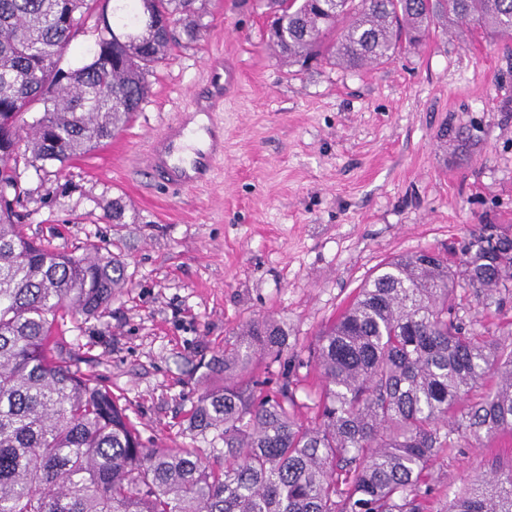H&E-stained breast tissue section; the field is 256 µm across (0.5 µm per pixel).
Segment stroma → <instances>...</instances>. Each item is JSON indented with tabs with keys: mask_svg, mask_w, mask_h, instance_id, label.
<instances>
[{
	"mask_svg": "<svg viewBox=\"0 0 512 512\" xmlns=\"http://www.w3.org/2000/svg\"><path fill=\"white\" fill-rule=\"evenodd\" d=\"M268 11L267 0H209L200 40L149 75L124 131L64 169L24 175L29 235L62 250L118 247L127 288L60 328L153 448L209 449L190 410L203 389L223 388L207 366L252 320L287 338L284 363L254 353L249 377L273 390L289 373L300 416H312L310 351L380 263L458 253L475 224L512 226V40L459 24L382 66L305 69L267 49ZM219 51L236 58L242 85L224 104L216 181L168 187L146 169L149 137L206 84ZM456 311L474 331H512V293L488 306L460 288ZM496 461H512V436L460 441L430 468L433 512Z\"/></svg>",
	"mask_w": 512,
	"mask_h": 512,
	"instance_id": "obj_1",
	"label": "stroma"
}]
</instances>
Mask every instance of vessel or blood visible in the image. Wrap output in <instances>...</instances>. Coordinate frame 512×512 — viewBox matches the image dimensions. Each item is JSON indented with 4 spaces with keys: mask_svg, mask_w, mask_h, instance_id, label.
I'll return each mask as SVG.
<instances>
[{
    "mask_svg": "<svg viewBox=\"0 0 512 512\" xmlns=\"http://www.w3.org/2000/svg\"><path fill=\"white\" fill-rule=\"evenodd\" d=\"M209 87L205 95L189 94L177 121L151 137L148 168L168 186L192 190L212 181L224 157V124L220 117L237 76L223 55L206 60Z\"/></svg>",
    "mask_w": 512,
    "mask_h": 512,
    "instance_id": "1",
    "label": "vessel or blood"
}]
</instances>
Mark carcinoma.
Returning a JSON list of instances; mask_svg holds the SVG:
<instances>
[{
    "mask_svg": "<svg viewBox=\"0 0 512 512\" xmlns=\"http://www.w3.org/2000/svg\"><path fill=\"white\" fill-rule=\"evenodd\" d=\"M94 48L64 59L97 0H0V512H429L427 470L453 435L512 434V344L467 331L456 288L512 291V239L497 253L478 224L450 262L392 258L358 288L314 350L319 400L301 419L288 371L265 391L251 353L280 358L286 333L254 321L211 369L224 389L197 397L190 424L214 431L224 464L196 448H149L126 410L57 339L66 316L97 313L128 285L92 241L61 251L27 236L21 172L46 171L112 140L150 93L147 77L197 40L208 0H120ZM270 43L292 65L391 61L432 28L465 22L512 38V0H272ZM489 378L495 387L474 396ZM443 512H512V467L446 500Z\"/></svg>",
    "mask_w": 512,
    "mask_h": 512,
    "instance_id": "obj_1",
    "label": "carcinoma"
}]
</instances>
